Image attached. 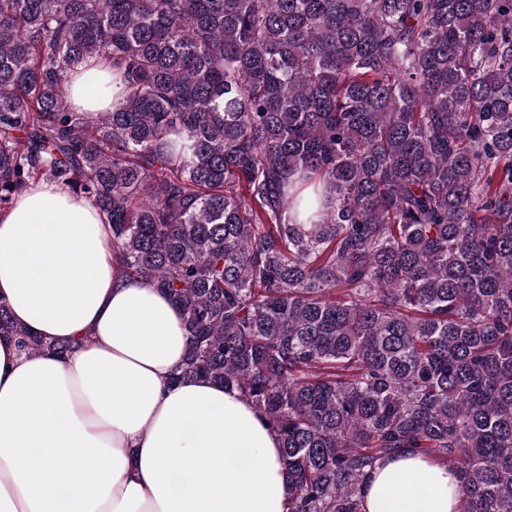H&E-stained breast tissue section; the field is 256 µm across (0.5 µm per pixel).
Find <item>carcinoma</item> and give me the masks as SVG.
I'll return each instance as SVG.
<instances>
[{
    "mask_svg": "<svg viewBox=\"0 0 512 512\" xmlns=\"http://www.w3.org/2000/svg\"><path fill=\"white\" fill-rule=\"evenodd\" d=\"M41 179L277 433L287 512L403 454L512 512V0H0V211ZM2 338L70 350L0 299ZM82 71L83 67H78L69 74V79L71 82V102L77 108H91L96 103L93 101L92 97L88 96L85 90Z\"/></svg>",
    "mask_w": 512,
    "mask_h": 512,
    "instance_id": "1",
    "label": "carcinoma"
}]
</instances>
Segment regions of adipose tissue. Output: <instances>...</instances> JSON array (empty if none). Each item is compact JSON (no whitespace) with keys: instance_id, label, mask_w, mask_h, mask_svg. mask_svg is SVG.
I'll return each instance as SVG.
<instances>
[{"instance_id":"obj_1","label":"adipose tissue","mask_w":512,"mask_h":512,"mask_svg":"<svg viewBox=\"0 0 512 512\" xmlns=\"http://www.w3.org/2000/svg\"><path fill=\"white\" fill-rule=\"evenodd\" d=\"M84 197L36 181L0 214V298L73 353L0 341V512H286L279 440L237 392L176 379L186 330L121 277ZM366 512H458L459 480L419 456L378 465Z\"/></svg>"}]
</instances>
